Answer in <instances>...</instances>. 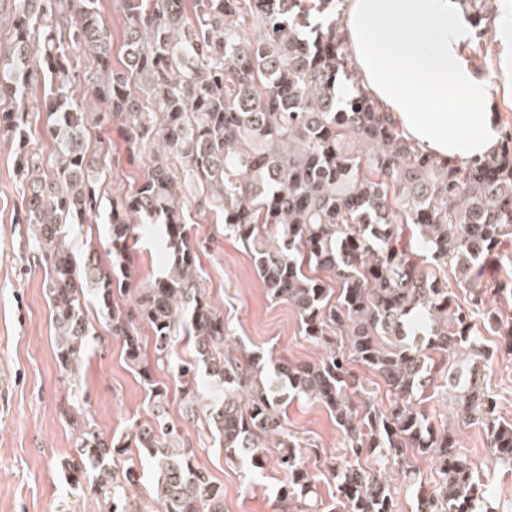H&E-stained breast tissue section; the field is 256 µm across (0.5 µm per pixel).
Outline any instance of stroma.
Instances as JSON below:
<instances>
[{"mask_svg":"<svg viewBox=\"0 0 512 512\" xmlns=\"http://www.w3.org/2000/svg\"><path fill=\"white\" fill-rule=\"evenodd\" d=\"M96 134L109 146L112 191L124 192L143 174L145 161L129 154L118 128L106 124ZM14 163L13 145L0 135V512H98L95 499L73 488L59 466L76 453L72 420L87 418L101 433L123 434L147 419V393L127 366L120 340L110 336L89 304L85 315L93 329L79 377L82 393L72 396L55 355L45 272L28 248L23 225L14 221L21 204ZM188 232L200 247L197 279L223 314L232 345L291 361L319 356L294 309L267 296L248 251L225 235L223 225L199 215ZM160 244L155 234H139L132 250L135 281L160 275ZM480 341L495 351L480 366L498 397L501 418L512 421V355L497 352L498 336L486 332ZM155 377L168 387V415L195 448L197 463L223 484L225 512H278L286 474L272 468L251 472L227 461L219 440L202 439L198 423L186 418L176 376L161 368ZM283 408L289 431L301 441L337 462L351 459L335 418L321 404L289 394ZM424 411L434 427L455 429L468 458L481 463L479 479L499 512H512V470L488 467L491 448L482 426L457 416L438 398L427 401Z\"/></svg>","mask_w":512,"mask_h":512,"instance_id":"35a3bbf8","label":"stroma"}]
</instances>
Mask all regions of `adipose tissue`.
I'll return each instance as SVG.
<instances>
[{"label": "adipose tissue", "mask_w": 512, "mask_h": 512, "mask_svg": "<svg viewBox=\"0 0 512 512\" xmlns=\"http://www.w3.org/2000/svg\"><path fill=\"white\" fill-rule=\"evenodd\" d=\"M340 30L359 85L411 144L460 163L497 151V110L512 102V7L488 68L465 53L459 0H346Z\"/></svg>", "instance_id": "1"}]
</instances>
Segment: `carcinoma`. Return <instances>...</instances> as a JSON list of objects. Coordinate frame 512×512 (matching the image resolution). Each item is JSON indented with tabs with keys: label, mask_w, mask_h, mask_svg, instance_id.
I'll list each match as a JSON object with an SVG mask.
<instances>
[{
	"label": "carcinoma",
	"mask_w": 512,
	"mask_h": 512,
	"mask_svg": "<svg viewBox=\"0 0 512 512\" xmlns=\"http://www.w3.org/2000/svg\"><path fill=\"white\" fill-rule=\"evenodd\" d=\"M479 36L492 31L494 0H459ZM123 16V68L112 65V35L101 0H0L10 33L0 56V128L15 141L23 203L15 223L31 232L64 371L76 375L91 328V296L148 391L149 419L119 436L94 423L78 429V456L65 472L96 497L99 512H224V485L196 463L169 419L168 389L152 365L181 378L186 417L222 438L228 459L287 474L280 512H396L393 486L355 465L329 466L334 499L315 497L302 442L288 432L281 397L267 378L277 367L295 396L331 412L354 456L404 465L407 451L428 457L441 483L415 487L420 512H476L485 489L456 431L434 429L422 402L446 395L459 415L489 435L492 461L512 467V422L478 362L489 352L475 321L512 354V277L481 281L487 263L512 243V145L465 164L419 151L363 90L336 33V0H117ZM90 64L80 75L79 60ZM87 79L100 111L87 110ZM47 88L28 98L36 83ZM55 144L46 162L30 147L32 119ZM122 129L144 176L112 196L110 176L89 151L92 129ZM109 201L111 263L96 252L76 263L68 225H82ZM213 215L248 248L267 294L295 310L301 332L321 346L312 362L276 361L228 346L224 316L197 280L187 225ZM160 226L166 274L135 290L129 242ZM451 272L455 286L441 273ZM326 274L322 278L318 273ZM470 301L456 302L453 288ZM132 294L122 304L116 296ZM153 334L144 359L141 329ZM195 357H175L180 337ZM346 337L335 347L334 337ZM448 373L441 385L428 360ZM381 377L385 409L365 396L349 364ZM209 383L198 389L199 366ZM132 448L151 459L157 508L133 505L140 482L126 465Z\"/></svg>",
	"instance_id": "cac0c4a2"
}]
</instances>
